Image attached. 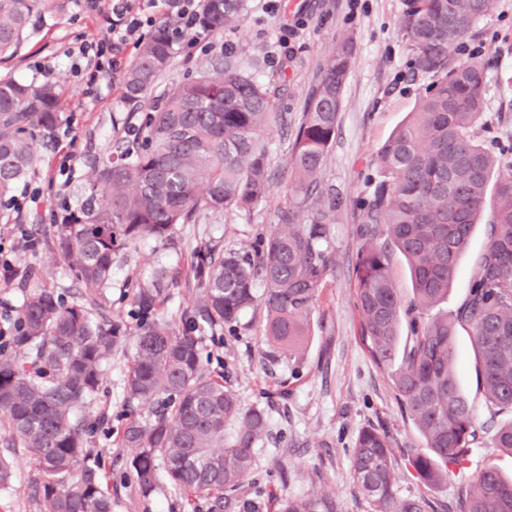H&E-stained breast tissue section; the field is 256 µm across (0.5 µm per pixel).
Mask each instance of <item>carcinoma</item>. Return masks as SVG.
I'll return each instance as SVG.
<instances>
[{
    "instance_id": "obj_1",
    "label": "carcinoma",
    "mask_w": 512,
    "mask_h": 512,
    "mask_svg": "<svg viewBox=\"0 0 512 512\" xmlns=\"http://www.w3.org/2000/svg\"><path fill=\"white\" fill-rule=\"evenodd\" d=\"M492 0H408L400 28L414 69L435 81L408 119L381 147L377 177L361 201L360 246L353 268L355 305L375 363L388 370L403 416L425 442L409 459L428 487L462 468L478 431L473 405L456 377L455 337L464 329L487 404L512 411V166L477 138L486 89L479 59L452 53L490 10ZM67 0H0V60L16 52L33 20L61 13ZM246 0H203L199 26L214 34L239 26ZM175 32L164 21L140 41L122 78L124 98L143 102L170 65ZM352 38L325 64L291 144V201L277 224L244 250L205 244L190 256L199 295L182 327L157 316L161 291L138 288L139 325L126 375L128 402L121 442L136 450L131 464L141 489L152 487L162 460L175 489L213 498L239 487L267 434L262 409L243 404L224 377L204 373L197 332H236L241 314L266 312L263 342L272 358H294L309 335L310 315L331 264L327 240L341 198L316 201L327 153L338 129L341 94L351 68ZM273 92L229 58L209 59L145 114L134 158L122 154L92 168L77 210L54 213V246L81 285L67 303L33 285L0 349V432L23 449L42 476L45 512H112L103 466L88 448L90 425L75 410L99 388L101 366L124 341L116 322L92 317L110 284L112 255L143 237L166 239L202 212H247L270 192L269 161L260 133L275 121ZM65 119L56 79L0 80V199L38 160L40 139ZM488 241L475 258L463 302L448 299L474 227L485 212ZM401 255L413 298L404 302L391 271ZM35 348L34 359L16 352ZM233 426L232 433L227 427ZM491 448L512 454V420L499 425ZM353 480L374 512H434L423 497L400 498L387 431H361L351 450ZM460 512H512V479L485 466L465 489ZM279 512H336L334 500L288 498Z\"/></svg>"
}]
</instances>
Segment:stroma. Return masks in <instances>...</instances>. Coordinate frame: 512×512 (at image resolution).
I'll use <instances>...</instances> for the list:
<instances>
[{"label": "stroma", "mask_w": 512, "mask_h": 512, "mask_svg": "<svg viewBox=\"0 0 512 512\" xmlns=\"http://www.w3.org/2000/svg\"><path fill=\"white\" fill-rule=\"evenodd\" d=\"M111 8V0H98L94 10L87 0H70L65 13L35 20L15 55L0 62V80L50 76L62 80L65 88L67 120L40 147L35 167L14 185L12 196L36 191L48 207L76 206L92 165L124 148L130 130L141 124L151 105L193 76L207 55L230 56L259 83L278 91V120L261 136L270 160V197L247 213L200 214L196 223L177 225L172 239L145 238L113 256L112 282L101 311L122 320L131 331L137 328L132 294L136 287L152 283L155 270L165 269L181 282L168 290L158 308L160 316L180 322L198 295L188 267L191 251L204 244L244 248L276 223L278 209L288 203L287 156L308 98L337 40L344 35L353 39L338 131L320 179L323 187L341 195L342 204L330 227L332 264L302 352L289 361L263 355L265 311L258 306L242 315L236 335L207 333L201 338L206 373L223 374L245 405L264 410L268 424L267 436L255 448L253 470L239 488L227 491L229 506L224 512H240L245 502L257 503L261 512H276L281 499L321 495L334 499L337 512H372L353 481L350 454L357 434L368 426L386 429L391 436L399 496L427 497L436 512H458L461 485L486 464L495 463L511 474L512 456L489 446L490 412L478 387L470 338L463 331L456 339V371L473 404L480 439L470 449L464 469L450 471L446 483L429 488L414 477L409 459L422 451L424 441L403 418L387 372L370 356L354 305L359 202L369 193L379 149L433 81L431 75L414 71L413 52L401 35L406 0H247L239 28L220 35L196 29L178 39L169 68L137 108L124 98L122 70L107 66L112 57L105 44ZM470 40L482 47L487 75L481 122L490 128L491 145L501 150L503 163L512 164V0H493ZM94 60L105 61L106 66L90 87L86 65ZM59 143L70 148L72 173L61 172L54 159ZM15 224L27 225L40 241L38 249L13 253L17 272L35 268L44 284L66 301L76 300L73 273L50 249L55 234L50 216H35L27 208L0 212V237L9 235ZM486 243L484 225H476L446 310L464 300L475 258ZM133 352L129 341L113 351L103 364L99 390L78 412L90 421L102 415L109 419L88 441L104 465L112 512H211L206 498L175 490L165 470H157L150 490L139 485L131 465L133 452L120 442ZM0 453L17 459L10 484L0 487V512H44L39 471L21 449L0 442Z\"/></svg>", "instance_id": "obj_1"}]
</instances>
